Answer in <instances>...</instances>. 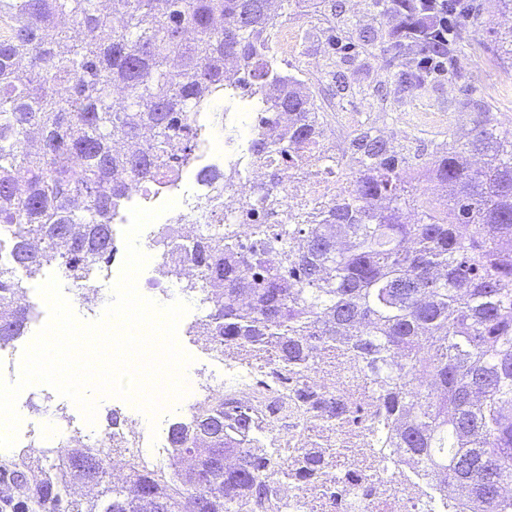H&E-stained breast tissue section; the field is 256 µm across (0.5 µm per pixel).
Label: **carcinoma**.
<instances>
[{
	"label": "carcinoma",
	"instance_id": "1",
	"mask_svg": "<svg viewBox=\"0 0 512 512\" xmlns=\"http://www.w3.org/2000/svg\"><path fill=\"white\" fill-rule=\"evenodd\" d=\"M285 0H0V343L25 335L15 304L23 278L64 269L79 287L110 263L112 221L132 183L175 182L197 148L196 115L224 90L255 102L252 156L295 164L319 144L323 116L283 71L270 37ZM396 16L388 43L438 59L449 48L416 0H371ZM352 190L317 224L265 225L274 173L246 212L250 241L195 229L185 249L220 292L199 336L206 349L272 351L296 378L319 355L346 351L369 379L387 444L405 449L441 492H467L470 512H512V130L480 112L472 134L433 164L446 196L405 181L404 159L369 132L354 139ZM271 251L278 268L265 263ZM322 420L358 419L344 396L320 400ZM243 406L216 391L169 430L165 463L128 460L116 481L98 448L50 458L0 456V512H241L315 483L323 455L288 461L249 445Z\"/></svg>",
	"mask_w": 512,
	"mask_h": 512
}]
</instances>
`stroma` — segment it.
<instances>
[{
	"instance_id": "stroma-1",
	"label": "stroma",
	"mask_w": 512,
	"mask_h": 512,
	"mask_svg": "<svg viewBox=\"0 0 512 512\" xmlns=\"http://www.w3.org/2000/svg\"><path fill=\"white\" fill-rule=\"evenodd\" d=\"M472 3L453 67L424 84L409 85L401 83L385 42H356L358 32L374 30L382 36L397 23L396 18L376 16L371 0H319L315 11L290 0L281 28L300 34L301 40L282 66L293 73L306 57H315V69L300 73L301 80L313 94L327 131H341L350 143L351 163L342 178L353 179L359 168L353 139L380 130L389 148L406 158V179L435 196L442 188L431 176L432 162L449 145L470 136L477 112L490 108L512 129V60L497 49L498 2Z\"/></svg>"
}]
</instances>
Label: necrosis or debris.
Returning a JSON list of instances; mask_svg holds the SVG:
<instances>
[{
  "mask_svg": "<svg viewBox=\"0 0 512 512\" xmlns=\"http://www.w3.org/2000/svg\"><path fill=\"white\" fill-rule=\"evenodd\" d=\"M207 147L216 159L215 169L224 173L223 180L200 182L192 195L182 198L167 225L150 224L139 234L148 252L156 255L158 267H188L186 251L174 240L196 224H220L225 234L247 239L250 228L244 214L254 202L253 187L277 166L275 158H253L212 140ZM298 154L297 165L282 175L288 205L269 214L270 224L313 221L348 188L347 182L337 177L335 166L323 159L322 147L304 145ZM276 370L275 360L265 350L228 346L221 352L208 351L206 362L192 370L183 404L186 411H193L220 389L226 401L249 408L255 418V438L261 444L279 449L288 459L313 446L322 450L329 462L322 483L297 492L303 512H336L328 490L340 478L349 489L345 512H462L461 501L437 490L421 472L395 467L392 459L398 456V449L387 448L382 455L369 457V448L384 438L372 423L325 424L314 404L293 399L291 391L276 380ZM305 386L317 396L325 392L347 395L363 413L375 412V398L342 356L320 358ZM68 442L108 449L115 459L132 448L152 449L162 461L171 453L154 437L152 419L146 413L139 420L126 422L116 435L109 424L79 425L46 411L20 425L16 446L23 450L47 444L56 448Z\"/></svg>",
  "mask_w": 512,
  "mask_h": 512,
  "instance_id": "4bbe7bcc",
  "label": "necrosis or debris"
}]
</instances>
